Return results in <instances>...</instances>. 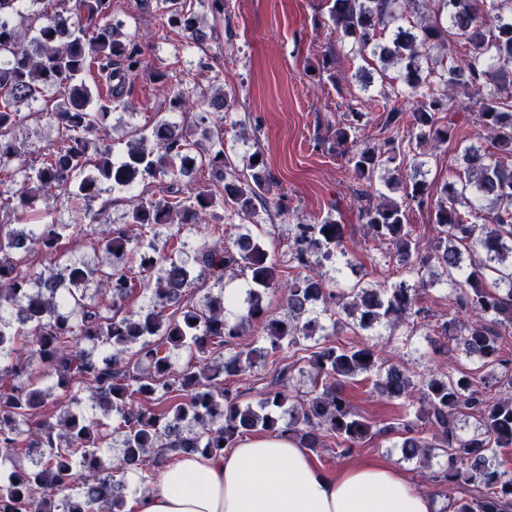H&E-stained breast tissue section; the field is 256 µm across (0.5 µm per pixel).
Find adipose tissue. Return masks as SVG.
<instances>
[{"mask_svg":"<svg viewBox=\"0 0 512 512\" xmlns=\"http://www.w3.org/2000/svg\"><path fill=\"white\" fill-rule=\"evenodd\" d=\"M385 461L330 474L288 433L246 439L223 455H186L160 469L134 512H441Z\"/></svg>","mask_w":512,"mask_h":512,"instance_id":"obj_1","label":"adipose tissue"}]
</instances>
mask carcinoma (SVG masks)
I'll list each match as a JSON object with an SVG mask.
<instances>
[{
	"instance_id": "1",
	"label": "carcinoma",
	"mask_w": 512,
	"mask_h": 512,
	"mask_svg": "<svg viewBox=\"0 0 512 512\" xmlns=\"http://www.w3.org/2000/svg\"><path fill=\"white\" fill-rule=\"evenodd\" d=\"M45 0H0V184L18 189L0 193V212L21 220L38 211V201L49 191L70 195L77 217H88L103 195L131 185L137 178L169 177L162 197L138 202L127 213L128 223L141 234L158 225L200 224L217 207L248 219L267 211L270 174L259 150L236 161L224 152V129L212 123L209 111L190 99L188 84L172 88L169 108L194 115V126L212 142L199 157L191 134L166 120L152 129L157 151L131 145L119 158L103 138L112 103L121 102L127 86L144 65L139 43L122 38L108 18L112 0H60L62 10L49 15ZM431 0H333L331 20L336 34L352 38L358 54L370 55L382 68L398 69L395 94H408L418 107L407 114L387 113L391 132L376 144L356 141L366 113L354 108L334 133L336 147H349L353 174L373 189L383 182L400 198L377 192L378 201L360 206L372 237L394 245L400 268L414 275L413 284L401 280L389 288L341 285L325 278L321 269L343 254L344 225L328 217L319 224H296L289 261L308 271L294 281L277 280V267L263 243L250 233L234 242L200 247L194 256L199 274L222 280L237 270L250 273L247 313L242 320L225 316L224 296H208L197 307L183 297L194 287L192 269L159 251L143 253L139 261H124L130 236L113 228L98 247L115 259L111 271L96 278L95 271L72 262L58 276L35 279L26 269L29 252L14 249L16 230L0 224V512H126V478L152 466L159 468L174 456H217L233 448L238 439L258 429L280 431L277 409L290 395L287 377L280 372L258 409L243 406L224 387L222 374H244L262 354H277L297 347L319 328L316 305L342 323L346 315L362 330L387 327L416 329L421 310L416 291L436 283L440 268L454 291V300L470 311L468 325L450 318L437 326L438 334L457 341L482 367L498 368L508 391L497 398L476 388L475 377H431L417 384L397 364L385 365L374 346H339L325 343L311 352L309 361L321 387L292 407L288 428L301 448L312 452L334 442L346 455L375 435L372 423L354 410L345 386L362 374L385 372L379 392L391 400L418 402L415 420L401 426L405 457L428 464L437 448L445 454L435 481L450 488L479 485L478 499H457L456 512H512V473L496 463L498 450L512 447V366L500 348L502 332L512 330V105L506 71L512 65V0H492L491 11L482 0H438L446 10L445 22H425L405 29L400 22ZM25 13L13 20L19 7ZM166 24L195 42L206 32L198 26L187 0H161ZM395 28L394 38L382 43L377 29ZM468 46V52L443 62L432 51L448 37ZM443 85L446 91L436 92ZM55 89L58 103L50 117L56 124L57 143L37 159L11 136L20 111L39 101L42 90ZM478 96L476 138L498 150L490 154L470 143L463 146L456 180L447 182L437 198L421 168L427 147L448 142L455 133L454 91ZM448 113V123L439 114ZM413 125L415 142H404L400 129ZM259 157V162L252 159ZM410 162L414 175L407 182L387 176L388 165ZM208 169L221 192L186 195L180 183L192 180L197 165ZM428 206L441 237L425 254L419 252L406 221L409 204ZM483 223H478V220ZM74 224L45 223L29 238L48 254L58 252L73 236ZM154 280L153 305L138 315L121 314L123 302L134 288ZM281 291L288 317L273 315L263 293ZM260 328L268 346L241 351L230 362H213L207 354L240 336L243 322ZM138 346V360H146V375L131 371L126 358ZM105 349L93 358V351ZM184 350L198 362L172 373L170 354ZM56 379V387L79 400L87 392L95 406L119 417L118 464L102 454L108 434L104 424L80 412L67 410L59 421L33 423L50 393L37 386L32 359ZM165 397L168 405L153 402ZM472 418L471 432L461 421ZM431 433L427 441L421 433ZM67 490L62 500L56 492Z\"/></svg>"
}]
</instances>
